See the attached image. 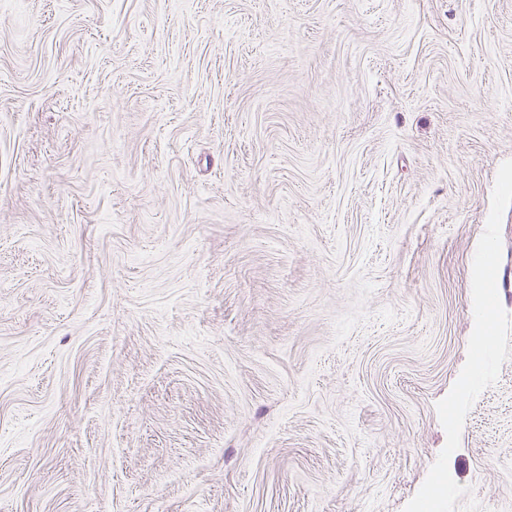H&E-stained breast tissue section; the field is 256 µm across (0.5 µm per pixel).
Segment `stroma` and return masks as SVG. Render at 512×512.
Here are the masks:
<instances>
[{
	"label": "stroma",
	"mask_w": 512,
	"mask_h": 512,
	"mask_svg": "<svg viewBox=\"0 0 512 512\" xmlns=\"http://www.w3.org/2000/svg\"><path fill=\"white\" fill-rule=\"evenodd\" d=\"M508 159L512 0L0 12V512H404Z\"/></svg>",
	"instance_id": "1"
}]
</instances>
